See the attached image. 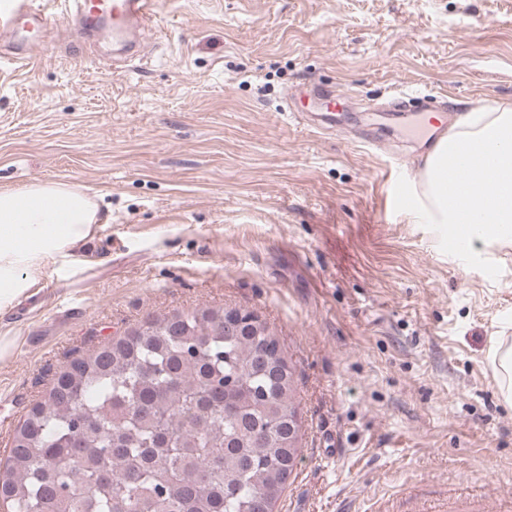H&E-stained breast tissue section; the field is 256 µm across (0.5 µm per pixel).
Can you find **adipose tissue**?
I'll list each match as a JSON object with an SVG mask.
<instances>
[{"label":"adipose tissue","mask_w":512,"mask_h":512,"mask_svg":"<svg viewBox=\"0 0 512 512\" xmlns=\"http://www.w3.org/2000/svg\"><path fill=\"white\" fill-rule=\"evenodd\" d=\"M497 150L494 192L463 187L449 207L446 176L484 147ZM415 195L432 223L448 231L451 256H481L512 242V102L467 111L437 139L419 171ZM101 222L95 196L59 181L0 190V313L8 311L58 258L86 251Z\"/></svg>","instance_id":"adipose-tissue-1"}]
</instances>
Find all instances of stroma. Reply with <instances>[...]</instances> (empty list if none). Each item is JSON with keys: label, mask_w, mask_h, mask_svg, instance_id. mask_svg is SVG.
Here are the masks:
<instances>
[{"label": "stroma", "mask_w": 512, "mask_h": 512, "mask_svg": "<svg viewBox=\"0 0 512 512\" xmlns=\"http://www.w3.org/2000/svg\"><path fill=\"white\" fill-rule=\"evenodd\" d=\"M140 60L57 27L0 58V188L99 195L85 256L0 314V463L73 359L151 316L238 308L294 372L297 466L275 512H512V404L490 364L512 345V245L449 256L390 204L426 149L380 104L444 95L454 115L512 101V0H161ZM81 54L79 62L68 59ZM346 94L334 133L299 124ZM335 457H326L327 439Z\"/></svg>", "instance_id": "stroma-1"}]
</instances>
